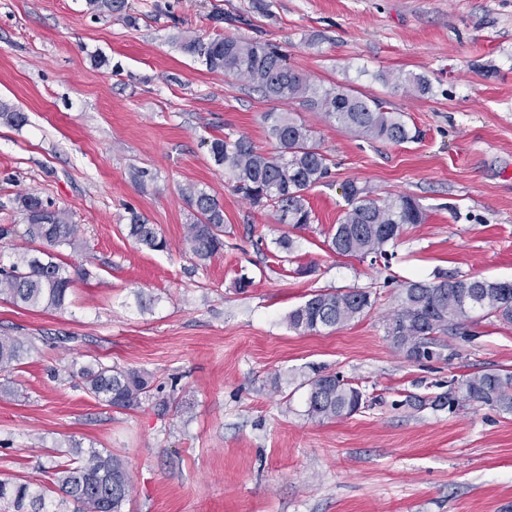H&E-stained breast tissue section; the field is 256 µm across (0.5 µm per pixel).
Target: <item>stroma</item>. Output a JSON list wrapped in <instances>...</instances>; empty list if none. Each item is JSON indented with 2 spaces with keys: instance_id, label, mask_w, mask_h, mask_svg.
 I'll return each mask as SVG.
<instances>
[{
  "instance_id": "obj_1",
  "label": "stroma",
  "mask_w": 512,
  "mask_h": 512,
  "mask_svg": "<svg viewBox=\"0 0 512 512\" xmlns=\"http://www.w3.org/2000/svg\"><path fill=\"white\" fill-rule=\"evenodd\" d=\"M137 25L87 0H0V224H23L20 194L78 227L64 309L0 301V334L28 352L0 373V477L46 489L74 449L122 456L133 477L124 512H512V414L478 402L411 407L451 383L512 370V325L473 311L439 358L407 359L386 333L407 281L440 273L512 279V0H128ZM278 44L312 82L356 89L405 113L423 136L367 141L302 103L275 106L234 76L206 70L179 37ZM426 75L423 97L384 83ZM309 125L332 174L306 192L303 230L276 223L227 185L209 140L243 134L273 151L264 113ZM350 180L407 193L427 209L389 260L341 256L328 238ZM195 185L224 208V251L198 264L184 242ZM168 248L127 235L129 211ZM293 250L280 247L282 238ZM310 265V275H297ZM252 278L238 290L240 276ZM364 288L372 309L338 329H289L319 291ZM100 361L171 387L169 407L117 410L75 387ZM359 387L365 408L307 413L313 369Z\"/></svg>"
}]
</instances>
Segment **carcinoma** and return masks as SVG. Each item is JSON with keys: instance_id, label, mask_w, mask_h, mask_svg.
Masks as SVG:
<instances>
[{"instance_id": "1", "label": "carcinoma", "mask_w": 512, "mask_h": 512, "mask_svg": "<svg viewBox=\"0 0 512 512\" xmlns=\"http://www.w3.org/2000/svg\"><path fill=\"white\" fill-rule=\"evenodd\" d=\"M97 13L117 15L128 23L127 0H89ZM181 49L213 73L233 75L266 99L301 101L359 138L396 145L412 142L420 131L401 112L387 109L384 102L355 89L324 88L310 82L288 66L279 47L268 41H245L235 37L184 38ZM412 95L431 92L423 75L402 70L385 77ZM268 135L277 151H260L249 137L230 133L210 142V155L236 191L259 210H270L277 223L305 229L313 221L305 192L330 175L329 158L321 150L313 131L291 112L265 114ZM185 195L194 210L186 225L184 242L201 264L224 250V210L215 196L204 189L188 187ZM345 202L329 247L343 256L388 258V247L396 244L404 226L425 222L426 208L419 199L405 194L380 196L356 181L345 184ZM26 221L23 233L13 224L0 225V242L12 245V261L0 267V299L28 310H61L73 282L62 250L78 246L77 225L68 215L25 193L18 197ZM128 236L153 251L167 248L164 238L138 213L131 212ZM25 244H14L15 237ZM374 305L371 292L361 288L319 292L289 312L288 327L303 332L340 328L364 315ZM474 309L486 312L504 324H512V280L457 278L440 274L432 281L404 283L400 304L388 326L390 336L402 335L395 346L411 360H429L441 347L439 335L458 329ZM27 351L20 336H0V372L19 365ZM79 386L94 398L119 409L138 408L161 392L148 374L96 363L78 373ZM307 412L319 421L355 414L363 405L362 392L334 374H316L308 380ZM462 405L480 402L512 413V370L496 369L474 374L460 382L458 390L435 397L432 403ZM52 484L78 505V512H122L133 484L126 461L111 452L92 449L52 466ZM43 490L32 491L31 483L0 479V500L12 503L15 512H40Z\"/></svg>"}]
</instances>
